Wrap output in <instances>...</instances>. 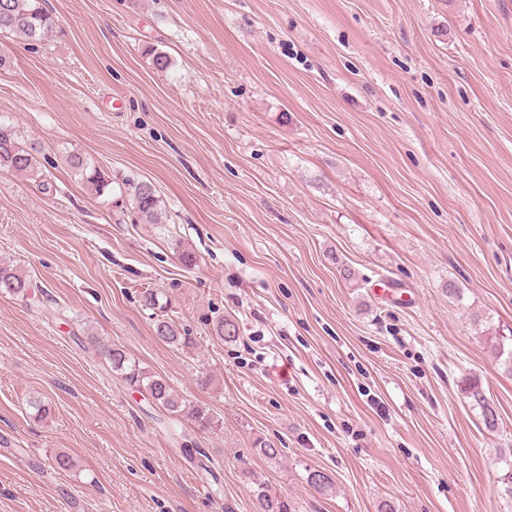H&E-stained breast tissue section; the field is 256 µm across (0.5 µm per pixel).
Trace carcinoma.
I'll return each instance as SVG.
<instances>
[{"label":"carcinoma","mask_w":512,"mask_h":512,"mask_svg":"<svg viewBox=\"0 0 512 512\" xmlns=\"http://www.w3.org/2000/svg\"><path fill=\"white\" fill-rule=\"evenodd\" d=\"M43 2L44 0H0V34H11L32 42L44 38L53 29L55 21L43 6ZM0 168L23 173L38 185H45L43 170L34 153L18 141L14 132L2 127H0ZM72 168L82 179L91 184L96 192L101 194L108 188V181L97 169L88 166L82 158L73 157ZM127 194L132 197L141 223H160L161 211L151 185L143 182L130 184ZM32 288V281L19 273L13 265L0 263L1 292L26 297ZM215 332L224 341L233 342L239 335V327L233 318L224 317L216 323ZM155 333L159 340L169 346L184 348L189 345V338L183 336L178 327L170 321L158 320L155 324ZM101 355L113 374L130 386L146 392L153 404L167 411L171 423L176 424L186 418L202 427L213 425V418L206 408L187 403L164 378L140 367L123 349L107 347L101 351ZM469 394L482 409L485 426L489 429L495 428L496 411L486 400L482 390L474 385L470 387ZM307 483L321 495H326L333 489L331 477L319 470L308 473ZM250 484L252 496L256 500L257 512H292V504L288 496L271 491L260 476H252Z\"/></svg>","instance_id":"cac0c4a2"}]
</instances>
